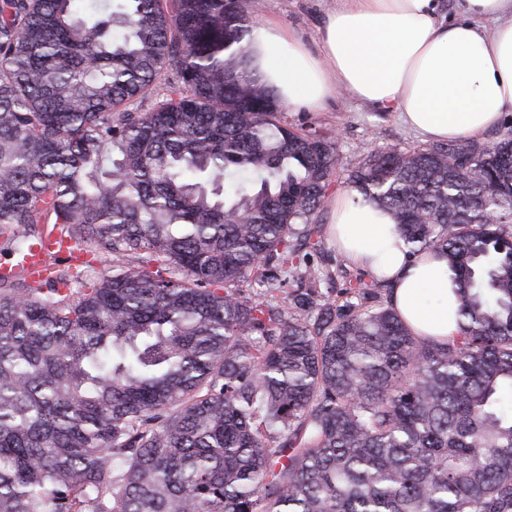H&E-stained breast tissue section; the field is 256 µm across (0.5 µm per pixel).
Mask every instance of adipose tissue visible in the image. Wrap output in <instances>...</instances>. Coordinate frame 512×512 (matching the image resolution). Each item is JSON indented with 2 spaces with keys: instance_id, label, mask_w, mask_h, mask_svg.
Segmentation results:
<instances>
[{
  "instance_id": "obj_1",
  "label": "adipose tissue",
  "mask_w": 512,
  "mask_h": 512,
  "mask_svg": "<svg viewBox=\"0 0 512 512\" xmlns=\"http://www.w3.org/2000/svg\"><path fill=\"white\" fill-rule=\"evenodd\" d=\"M336 0L316 48L274 20L258 26L245 67L292 107L321 109L348 94L398 113L422 139L480 140L512 113V0ZM337 249L385 282L416 335L458 334L448 260L408 256L394 216L356 191L330 198Z\"/></svg>"
}]
</instances>
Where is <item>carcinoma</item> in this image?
I'll return each mask as SVG.
<instances>
[{
    "label": "carcinoma",
    "mask_w": 512,
    "mask_h": 512,
    "mask_svg": "<svg viewBox=\"0 0 512 512\" xmlns=\"http://www.w3.org/2000/svg\"><path fill=\"white\" fill-rule=\"evenodd\" d=\"M247 0H0V512H512V117L346 183L448 258L459 335L315 264L337 142L243 69ZM165 97L143 109L168 70ZM77 250L74 248L72 242L63 241L61 244L58 243L56 238L46 239L43 246H36L29 254H27L23 260L22 265L25 267L27 272H30L33 276H40L45 270V264L48 260L59 254H70L74 255Z\"/></svg>",
    "instance_id": "obj_1"
}]
</instances>
